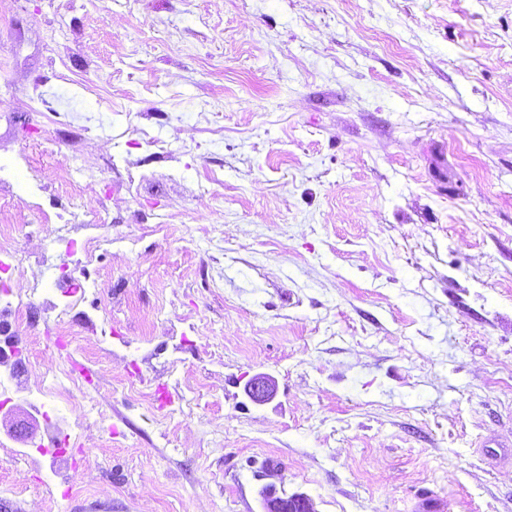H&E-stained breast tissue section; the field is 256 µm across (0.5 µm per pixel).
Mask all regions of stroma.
Listing matches in <instances>:
<instances>
[{
	"label": "stroma",
	"mask_w": 512,
	"mask_h": 512,
	"mask_svg": "<svg viewBox=\"0 0 512 512\" xmlns=\"http://www.w3.org/2000/svg\"><path fill=\"white\" fill-rule=\"evenodd\" d=\"M0 157L22 384L81 387L15 512H512V0H0ZM244 392L250 401L261 405L269 401L275 395V382L269 376L256 375L247 381L244 386ZM261 506V512H315L312 499L303 492L291 495L264 493Z\"/></svg>",
	"instance_id": "1"
}]
</instances>
